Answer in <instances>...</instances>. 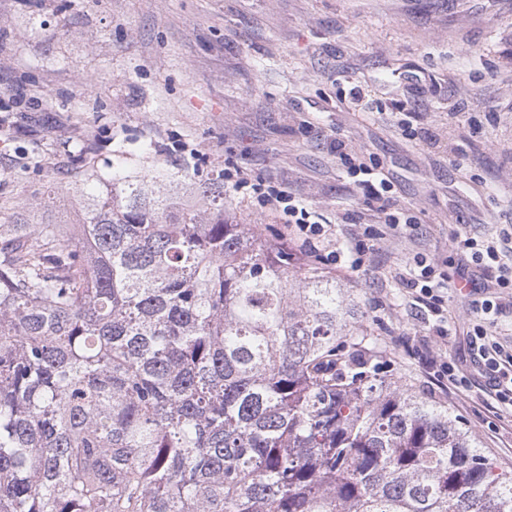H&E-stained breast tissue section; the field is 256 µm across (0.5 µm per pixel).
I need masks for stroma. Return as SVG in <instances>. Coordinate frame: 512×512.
<instances>
[{"label": "stroma", "mask_w": 512, "mask_h": 512, "mask_svg": "<svg viewBox=\"0 0 512 512\" xmlns=\"http://www.w3.org/2000/svg\"><path fill=\"white\" fill-rule=\"evenodd\" d=\"M354 83L368 109L343 104ZM145 140L231 172L238 218L267 238L287 239L288 217L259 204L257 184L367 244L360 270L346 253L320 265L351 288L388 374L512 470V412L494 411L470 355L469 297L450 290L491 284L457 235L512 232V0H0V200L23 201L31 220H78L74 156L91 147L104 169L116 146L133 154ZM336 140L391 181L411 237L389 235L356 194ZM419 252L445 277L438 317L418 314L400 282ZM434 361L470 388L440 385Z\"/></svg>", "instance_id": "obj_1"}]
</instances>
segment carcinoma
Instances as JSON below:
<instances>
[{
  "instance_id": "obj_1",
  "label": "carcinoma",
  "mask_w": 512,
  "mask_h": 512,
  "mask_svg": "<svg viewBox=\"0 0 512 512\" xmlns=\"http://www.w3.org/2000/svg\"><path fill=\"white\" fill-rule=\"evenodd\" d=\"M153 151L79 155L69 229L0 224V512H512L350 289Z\"/></svg>"
}]
</instances>
